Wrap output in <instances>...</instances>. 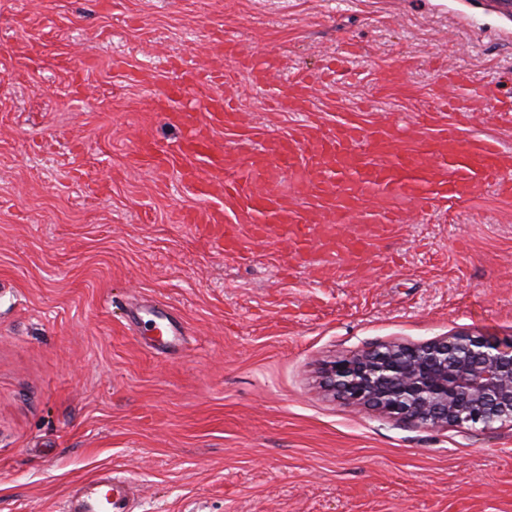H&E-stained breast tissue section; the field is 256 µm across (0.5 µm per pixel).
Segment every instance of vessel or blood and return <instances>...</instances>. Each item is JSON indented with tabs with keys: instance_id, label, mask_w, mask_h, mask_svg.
<instances>
[{
	"instance_id": "obj_1",
	"label": "vessel or blood",
	"mask_w": 512,
	"mask_h": 512,
	"mask_svg": "<svg viewBox=\"0 0 512 512\" xmlns=\"http://www.w3.org/2000/svg\"><path fill=\"white\" fill-rule=\"evenodd\" d=\"M224 55L261 87H267L269 74L278 67L275 58L244 52L230 41ZM215 82L211 72L182 60L178 82L164 98L151 102L152 111L183 130L181 144L172 151L144 139L137 156L160 171L179 167L184 181L206 201L183 214L182 223L201 226L225 253L244 255L251 240L277 235L287 242L291 259L309 261L311 248L318 247L339 251L348 266L356 267L374 241L402 223L404 205L428 213L488 188L512 196V151L494 137L463 138L452 117L459 109L455 98L438 94L432 108L413 113V124L428 136L417 147L396 151L389 125L340 118L324 128L310 120L319 82L309 75L294 78L287 92H268L269 100L287 99L289 110L304 116L300 132L262 136L255 153L225 166L210 134L237 127L241 114L231 100L213 93ZM187 85L196 94L190 106L180 102ZM471 95L512 123V110L502 106L495 86L474 87ZM284 173L297 185V199L277 191ZM213 198L222 199V206H210ZM344 225L350 228L345 236L339 233ZM143 314L150 316L156 333L152 348L179 341L182 326L173 314L151 304L132 311L136 318ZM134 507L133 486L104 473L81 481L62 512H134Z\"/></svg>"
}]
</instances>
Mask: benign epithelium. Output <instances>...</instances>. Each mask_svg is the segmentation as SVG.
<instances>
[{
    "instance_id": "benign-epithelium-1",
    "label": "benign epithelium",
    "mask_w": 512,
    "mask_h": 512,
    "mask_svg": "<svg viewBox=\"0 0 512 512\" xmlns=\"http://www.w3.org/2000/svg\"><path fill=\"white\" fill-rule=\"evenodd\" d=\"M322 377L346 406L421 427L512 424V339L457 333L357 349L326 364Z\"/></svg>"
}]
</instances>
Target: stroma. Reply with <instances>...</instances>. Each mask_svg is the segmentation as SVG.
I'll list each match as a JSON object with an SVG mask.
<instances>
[{
    "mask_svg": "<svg viewBox=\"0 0 512 512\" xmlns=\"http://www.w3.org/2000/svg\"><path fill=\"white\" fill-rule=\"evenodd\" d=\"M228 39L277 57L282 90L344 65L315 113L404 144L437 69L512 99V16L491 0H0V512H61L113 471L135 512H512V426L406 425L320 377L366 346L511 337L512 198L408 208L355 270L290 262L276 236L225 254L180 223L199 200L178 170L136 150L177 145L149 104L176 58L226 68ZM215 91L242 113L212 133L233 156L299 125L247 73ZM143 301L179 315L180 345H148Z\"/></svg>",
    "mask_w": 512,
    "mask_h": 512,
    "instance_id": "stroma-1",
    "label": "stroma"
}]
</instances>
